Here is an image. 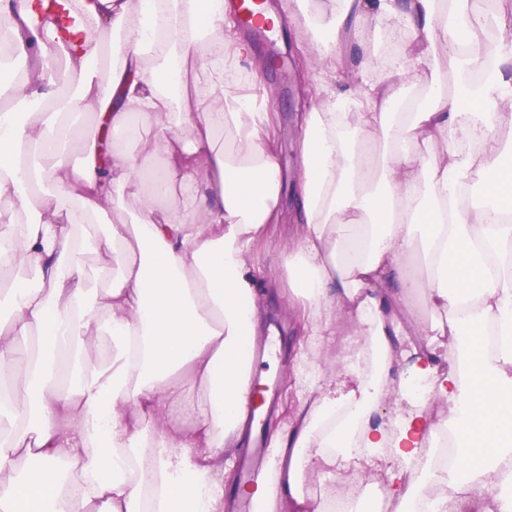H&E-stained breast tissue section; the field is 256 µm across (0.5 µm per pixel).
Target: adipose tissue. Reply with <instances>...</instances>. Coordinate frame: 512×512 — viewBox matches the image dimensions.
I'll return each mask as SVG.
<instances>
[{"mask_svg":"<svg viewBox=\"0 0 512 512\" xmlns=\"http://www.w3.org/2000/svg\"><path fill=\"white\" fill-rule=\"evenodd\" d=\"M84 0L65 29L37 0H0L12 50L29 59L15 96L41 109L0 113V262L36 273L1 290L0 369L26 379L0 388V512H222L224 451L242 445L253 383L250 340L262 334V285L253 259L282 218L280 118L245 85L210 66L222 52L249 64L254 48L225 25L224 0ZM408 29L398 70L435 92L424 107L394 111L397 91L363 72L317 86L299 117V224L288 243L289 295L308 335L292 366L297 383L326 378L312 356L345 317L369 337L373 368L349 349L357 397L308 395L272 445L274 468L248 487L257 512H323L306 477L336 456L389 449L394 492L412 504L423 479L414 462L432 444V402L449 408L460 450L440 477L449 497L468 495L512 512V7L484 53L467 49L477 0H336L319 30L321 52L365 17ZM110 18L120 57L103 95L95 26ZM62 52L71 89L47 74L42 47ZM192 65L168 76L170 60ZM482 73L462 94L439 92L442 69ZM98 110L111 131L109 168L100 132L82 122ZM150 125L144 169L125 136ZM431 150L413 155L407 140ZM385 151H377V141ZM81 147L72 163V143ZM473 205H459L469 186ZM99 256L112 274L92 287L84 265ZM426 272L410 273L411 263ZM425 286L434 317L416 304ZM412 323L430 352L448 343L465 362L441 371L418 361L431 404L372 425L390 391L392 350ZM48 333L38 358L20 348ZM107 339L105 361L92 351Z\"/></svg>","mask_w":512,"mask_h":512,"instance_id":"adipose-tissue-1","label":"adipose tissue"}]
</instances>
